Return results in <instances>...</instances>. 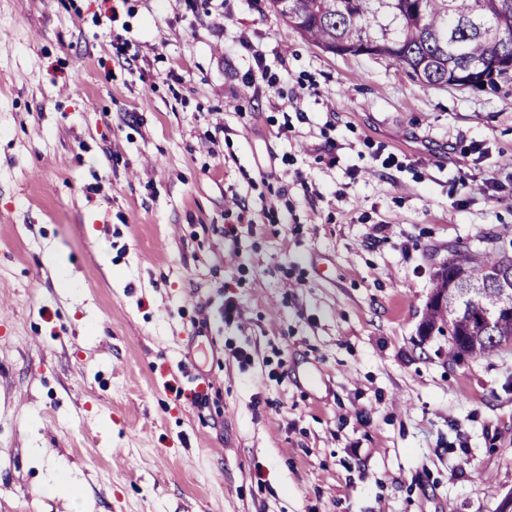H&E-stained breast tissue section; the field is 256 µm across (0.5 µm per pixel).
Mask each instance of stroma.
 <instances>
[{
	"mask_svg": "<svg viewBox=\"0 0 512 512\" xmlns=\"http://www.w3.org/2000/svg\"><path fill=\"white\" fill-rule=\"evenodd\" d=\"M489 233L512 79L426 87L267 0H0V512H71L57 461L93 512H497L512 346L420 332Z\"/></svg>",
	"mask_w": 512,
	"mask_h": 512,
	"instance_id": "1",
	"label": "stroma"
}]
</instances>
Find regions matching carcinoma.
<instances>
[{
    "instance_id": "carcinoma-1",
    "label": "carcinoma",
    "mask_w": 512,
    "mask_h": 512,
    "mask_svg": "<svg viewBox=\"0 0 512 512\" xmlns=\"http://www.w3.org/2000/svg\"><path fill=\"white\" fill-rule=\"evenodd\" d=\"M309 44L352 50L365 43L428 87H448L496 62L512 59V0H268ZM452 269L478 289L449 287L434 276L433 293H448L427 308L430 330L448 331V356L483 357L512 340V265L488 249H453ZM494 312L491 329L480 314Z\"/></svg>"
}]
</instances>
